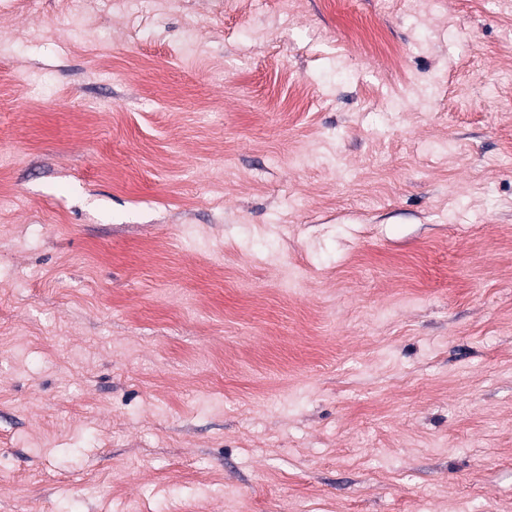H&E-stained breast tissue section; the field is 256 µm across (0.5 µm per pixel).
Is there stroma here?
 I'll return each mask as SVG.
<instances>
[{
  "label": "stroma",
  "instance_id": "1",
  "mask_svg": "<svg viewBox=\"0 0 512 512\" xmlns=\"http://www.w3.org/2000/svg\"><path fill=\"white\" fill-rule=\"evenodd\" d=\"M0 512H512V0H0Z\"/></svg>",
  "mask_w": 512,
  "mask_h": 512
}]
</instances>
